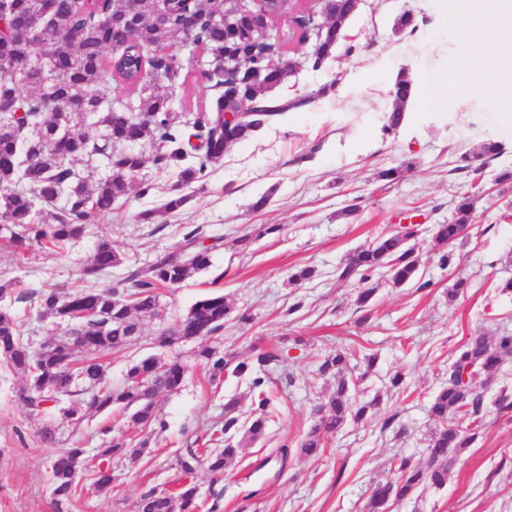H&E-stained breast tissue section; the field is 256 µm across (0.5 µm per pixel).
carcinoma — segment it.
<instances>
[{
    "instance_id": "cac0c4a2",
    "label": "carcinoma",
    "mask_w": 512,
    "mask_h": 512,
    "mask_svg": "<svg viewBox=\"0 0 512 512\" xmlns=\"http://www.w3.org/2000/svg\"><path fill=\"white\" fill-rule=\"evenodd\" d=\"M351 7V0H336L335 17L325 21L317 13L296 11L293 3L283 6L282 14L298 28L300 40L319 41L321 56L315 59L313 69H321L336 56V33L344 30ZM188 12L197 17L191 31L183 26ZM217 12H224V0H164L160 13L154 0H145L142 19L131 30L121 22V0H17L6 17L9 28L18 32L39 30L36 20L43 19L51 30L76 31L81 38L69 51L51 59L40 70L36 83L26 76L17 78L0 72V90L15 96L18 109L16 113L0 112V216L5 219L0 234L6 233L14 254L22 256L35 245L60 249L83 236L89 211H112L117 199L134 187L141 196L156 189L154 181L143 174L145 157L134 145L150 141L156 148L154 162L158 169L175 174L179 184L189 186L203 181L211 167L224 161V144L247 140L303 104L297 99L281 108L271 107L269 86L258 80L241 91L252 104L251 118L232 125L224 120V113L237 110L228 105L234 96L227 93L226 86L240 79L236 72L224 71V51L237 52L264 70L282 53L283 45L251 40L245 34L244 20L239 21L234 34L226 33L224 24L212 19ZM187 44L208 56L211 67L205 81L216 92L210 110L198 112L189 120L176 109L173 96L160 91L165 83L175 88L189 63L180 55ZM114 47L120 52L112 56ZM36 52L33 42L7 33L0 36V59L27 58ZM106 69L113 81L137 93V99L127 100L120 109L113 108L110 88H96ZM408 94L407 80H397L391 91L397 105L384 115L385 130H395L403 123L402 103ZM499 153V143L488 140L478 153L464 155L461 161L476 171V162ZM99 156L105 160L108 174L91 188L75 165L88 164ZM472 209L469 199L458 201L453 221L438 225L435 238L454 246L469 224ZM412 237L414 231L408 228L398 234L377 236L348 255L339 278L349 281L357 276L364 285L369 273L388 264L393 285L416 280L420 262L415 248L409 245ZM213 249L193 229L184 235L179 250L160 252L149 265L128 269L119 287L65 294L47 288L21 297L33 304L38 316L58 325H73L69 335L57 336L39 350L22 337L10 302L14 283L1 282L0 361L25 375L24 401L30 411L40 413L68 397L70 402L61 411L72 419L120 409L129 413V426L141 432L163 426L157 414V394L177 390L192 365L206 370L213 382L227 370L241 377L280 362V354L273 351L259 352L249 361L225 356L212 339L224 329V321L235 308L223 294L211 293L175 323L161 327L152 339L155 346L170 352L168 357L145 356L129 367L123 386L114 389L103 385V353L125 349L138 340L141 320L160 316V291L179 288L193 274L207 269ZM122 264L119 246L102 239L82 274L96 278ZM192 336L201 337V341L192 353L191 365L178 353V345ZM511 355L512 336L508 334L494 341L477 336L464 346L448 369L447 386L429 409L434 428L429 438L428 468L423 470L402 460L399 479L373 489L367 504L369 512H383L389 501L408 497L420 485L441 487L447 483L452 455L469 447L474 436L472 424L481 412L477 379ZM353 358L355 352L344 349L327 355L319 365L320 375L336 381V391L318 410L314 425L301 442L302 454L320 455L325 435L347 421L351 410L348 392L354 383L348 374ZM252 392L258 416L246 424L243 438L249 443L264 434L271 403L262 378H253ZM467 420L470 424L466 426ZM143 453L144 443L130 435L110 442L101 456L135 460ZM237 454L238 449L230 444L211 452L184 448L179 463L187 475L202 465L221 478ZM82 455L81 448H60L49 457L57 512H66L63 506L76 494L82 479ZM197 509L196 487L190 483L176 497L149 491L138 503V512Z\"/></svg>"
}]
</instances>
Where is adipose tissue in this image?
<instances>
[{
  "mask_svg": "<svg viewBox=\"0 0 512 512\" xmlns=\"http://www.w3.org/2000/svg\"><path fill=\"white\" fill-rule=\"evenodd\" d=\"M452 10L470 19L471 35L465 39L471 77L466 89L490 101L503 116L512 115V94L504 89L505 73L512 66V51L492 53L484 51L475 32L485 25L512 32V0H451Z\"/></svg>",
  "mask_w": 512,
  "mask_h": 512,
  "instance_id": "ef3b65f1",
  "label": "adipose tissue"
}]
</instances>
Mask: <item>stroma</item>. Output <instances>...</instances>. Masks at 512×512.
Returning a JSON list of instances; mask_svg holds the SVG:
<instances>
[{
    "label": "stroma",
    "instance_id": "obj_1",
    "mask_svg": "<svg viewBox=\"0 0 512 512\" xmlns=\"http://www.w3.org/2000/svg\"><path fill=\"white\" fill-rule=\"evenodd\" d=\"M405 15L412 18L407 28L399 24ZM344 35L326 68H301L274 89L275 97L299 98L302 106L228 148L203 182L178 186L175 175L157 171L155 149L144 141L139 149L156 184L152 193L129 192L111 213L91 214L84 236L63 248L36 246L20 259L0 246V280L16 281L22 294L86 288L83 266L104 238L122 246L125 262L99 277L101 287L118 285L129 267L147 265L157 252L178 249L188 230L220 240L208 270L163 290L162 319H143L140 341L106 354L104 383L123 385L129 366L153 354L161 323H174L218 291L251 317L245 324L225 321V354L245 359L271 347L282 353L267 371L264 435L243 445L223 478L201 467L184 475L176 463L180 448L187 438L206 440L221 428L225 402L237 399L240 422L255 414L250 377L228 374L212 385L195 368L179 390L158 394L163 428L141 432L142 459H112V489L100 492L93 486L99 452L125 437V417L91 413L78 422L56 407L32 414L22 399L24 377L0 362V512H56L48 458L57 447L85 450L68 512H138L142 493L175 496L187 481L198 489L201 512H368L373 487L396 479L401 460L427 465L428 408L449 365L472 337L512 332V295L499 290L512 276V128L488 100L460 85L462 26L446 0H360ZM184 74L176 107L208 111L214 92L198 66L187 64ZM401 76L415 98L403 125L389 132L384 114ZM488 139L501 142L502 153L480 171L459 169L460 155L476 153ZM404 161L412 168L399 180L378 179ZM175 188L186 203L159 214ZM263 195L267 205L253 210ZM462 197L473 203L472 222L450 249L437 243L434 227L451 222L452 203ZM150 210L156 218L143 221ZM409 224L424 288L393 286L381 267L370 275L372 300L358 305L356 284L338 278L348 254ZM449 252L452 263L442 265ZM304 266L315 277L289 283ZM461 278L468 286L459 290ZM347 347L360 354L350 400L366 412L326 435L320 456H303L300 442L335 389L317 368ZM371 353L377 359L369 367L363 357ZM477 391L481 422L472 445L452 462L447 484L422 486L385 512H512V410L499 407L501 396L512 397V356ZM47 428L55 444L43 441Z\"/></svg>",
    "mask_w": 512,
    "mask_h": 512
}]
</instances>
